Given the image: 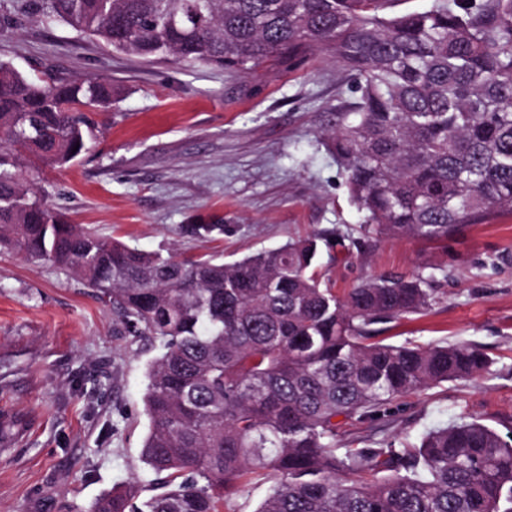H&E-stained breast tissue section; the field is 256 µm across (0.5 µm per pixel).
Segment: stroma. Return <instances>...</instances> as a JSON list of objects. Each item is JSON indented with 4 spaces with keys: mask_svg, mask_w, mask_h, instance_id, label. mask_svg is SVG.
Here are the masks:
<instances>
[{
    "mask_svg": "<svg viewBox=\"0 0 512 512\" xmlns=\"http://www.w3.org/2000/svg\"><path fill=\"white\" fill-rule=\"evenodd\" d=\"M27 8L0 0L1 60L29 77L98 76L120 91L88 153L66 167L22 169L70 223L178 260L231 262L316 237V269L339 293L369 276L432 275L436 302L377 324V340L473 345L491 366L366 419L337 417L336 445L414 442L463 419L512 439V214L444 246L373 237L326 146L352 100L330 58L246 72L146 61ZM191 224L224 230L198 238ZM159 352L72 273L0 251V512H89L130 482L142 498L158 493L141 450L146 368Z\"/></svg>",
    "mask_w": 512,
    "mask_h": 512,
    "instance_id": "1",
    "label": "stroma"
}]
</instances>
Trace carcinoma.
Returning <instances> with one entry per match:
<instances>
[{
  "mask_svg": "<svg viewBox=\"0 0 512 512\" xmlns=\"http://www.w3.org/2000/svg\"><path fill=\"white\" fill-rule=\"evenodd\" d=\"M29 0L103 46L144 60L251 70L320 53L353 101L327 145L350 201L379 238L445 243L512 214V0ZM112 82L31 79L0 60V249L48 261L159 343L147 368L144 463L166 490L138 486L91 512H221L243 483L276 480L259 512H512V443L477 421L417 444L336 448V417H364L432 385L474 377L471 345L375 342L369 326L426 310L427 278L370 276L322 286L317 240L233 262L147 254L67 224L23 184L24 158L64 166L90 150Z\"/></svg>",
  "mask_w": 512,
  "mask_h": 512,
  "instance_id": "1",
  "label": "carcinoma"
}]
</instances>
